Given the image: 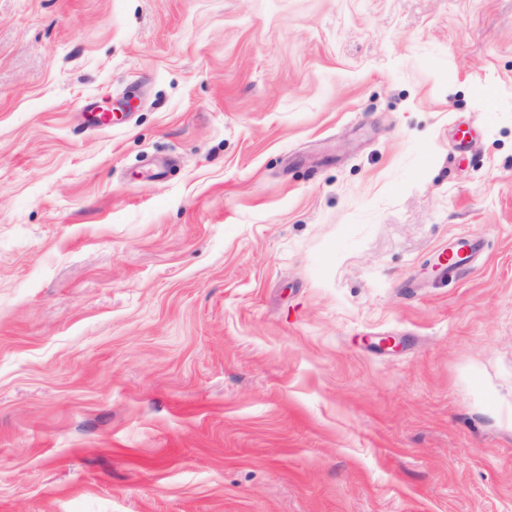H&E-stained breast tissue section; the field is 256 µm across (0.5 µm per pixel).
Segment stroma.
Instances as JSON below:
<instances>
[{"mask_svg": "<svg viewBox=\"0 0 512 512\" xmlns=\"http://www.w3.org/2000/svg\"><path fill=\"white\" fill-rule=\"evenodd\" d=\"M0 512H512V0H0ZM477 246L472 245L469 240L463 239L457 247L448 249V254L442 255L440 260L443 264L450 266H462L467 264L477 252Z\"/></svg>", "mask_w": 512, "mask_h": 512, "instance_id": "35a3bbf8", "label": "stroma"}]
</instances>
